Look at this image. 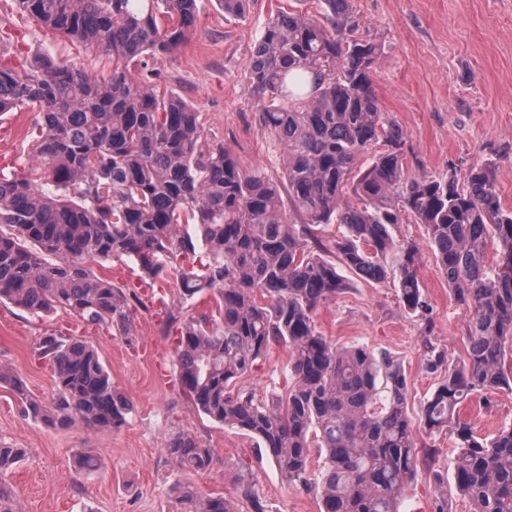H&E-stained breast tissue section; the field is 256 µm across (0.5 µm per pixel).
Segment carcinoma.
Returning <instances> with one entry per match:
<instances>
[{
  "instance_id": "carcinoma-1",
  "label": "carcinoma",
  "mask_w": 512,
  "mask_h": 512,
  "mask_svg": "<svg viewBox=\"0 0 512 512\" xmlns=\"http://www.w3.org/2000/svg\"><path fill=\"white\" fill-rule=\"evenodd\" d=\"M216 2L234 17L248 5ZM16 3L112 56V74L50 56L0 61V114L24 106L37 114L36 165L0 166V303L36 315L63 310L87 328L129 337L132 302L141 298L91 264L127 260L153 283L175 280L186 301L211 293L216 312L185 320L176 348L177 380L195 409L255 440L283 480L316 491L321 512H397L420 466L404 370L385 351L336 346L315 313L350 289L344 270L374 283L392 277L405 309H428L418 245L391 232L405 212L425 226L448 286L469 312L467 358L424 401L420 423L456 435V490L473 512H512V424L482 438L457 412L474 392L512 385V209L502 205L488 164L463 180L408 173L404 132L381 110L373 86L379 48L360 34L351 0H323L318 17L277 12L248 59L259 125L286 154L285 197L223 147L203 149L199 113L155 89L149 62L187 41L198 0ZM183 223L197 226V236L182 233ZM330 224L343 231L326 244ZM198 242L207 261L196 265ZM273 345L288 348L293 383L259 400L244 383ZM34 356L52 371L48 403L0 365V384L10 386L24 416L52 428L126 423L133 405L91 342L51 332ZM314 448L322 468L312 482ZM166 452L184 471L213 462L212 449L184 432L170 437ZM25 455L0 444V475ZM173 491L183 512H234L224 497L189 484ZM0 512H19L2 483Z\"/></svg>"
}]
</instances>
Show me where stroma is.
Wrapping results in <instances>:
<instances>
[{
    "label": "stroma",
    "instance_id": "35a3bbf8",
    "mask_svg": "<svg viewBox=\"0 0 512 512\" xmlns=\"http://www.w3.org/2000/svg\"><path fill=\"white\" fill-rule=\"evenodd\" d=\"M290 0H251L245 16L224 14L216 0H199L189 40L174 52L150 61L161 91L187 100L201 114L204 145L221 146L245 170H262L282 179L281 145L262 131L246 77V63L270 16ZM365 35L381 46L374 87L382 111L406 133L404 151L410 174L465 177L481 163H493L501 202L512 208V0H353ZM0 19L18 28L19 42L5 57L49 55L109 75L112 59L96 49L73 44L45 30L15 0H0ZM29 110L0 116V146L12 155L29 152ZM393 236L419 247L417 272L429 303L426 312L405 310L393 282L356 280L348 293L321 304L316 324L337 345H363L397 359L408 381L409 410L418 414L450 366L464 359L468 312L457 303L427 245L426 230L413 218L395 225ZM208 296L179 299L167 284L161 307H138L136 335L126 340L112 329H88L113 384L131 399L134 410L118 429L97 430L77 424L54 429L24 417L9 386L0 387V441L26 449L25 459L5 475L21 512H181L172 486L187 479L204 493L224 496L235 512H252L238 482L247 479L269 512H320L314 491L285 482L274 462L237 429L217 425L199 414L176 379L178 330L170 318L184 319L208 310ZM76 324L65 312L34 316L0 304V364L10 366L30 393L50 400L55 385L49 367L33 357L40 336L51 330L72 333ZM444 364L426 372L432 353ZM285 346H273L246 380L257 398L284 383ZM460 416L480 436L512 423V390L471 396ZM191 432L214 453L209 470L183 475L166 453L168 439ZM424 457L416 482L399 512L426 507L433 512L440 494L448 512H471L453 478L455 438L451 431L429 434L415 428ZM98 455L99 471L74 467L77 450Z\"/></svg>",
    "mask_w": 512,
    "mask_h": 512
}]
</instances>
